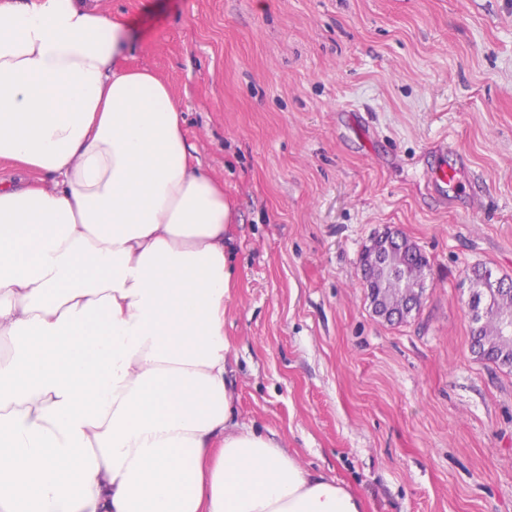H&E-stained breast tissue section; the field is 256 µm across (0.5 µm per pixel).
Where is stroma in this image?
Instances as JSON below:
<instances>
[{
  "label": "stroma",
  "instance_id": "stroma-1",
  "mask_svg": "<svg viewBox=\"0 0 512 512\" xmlns=\"http://www.w3.org/2000/svg\"><path fill=\"white\" fill-rule=\"evenodd\" d=\"M94 2L224 181L236 422L366 512H512V370L468 310L473 268L512 278V0ZM387 228L430 262L395 324L360 266Z\"/></svg>",
  "mask_w": 512,
  "mask_h": 512
}]
</instances>
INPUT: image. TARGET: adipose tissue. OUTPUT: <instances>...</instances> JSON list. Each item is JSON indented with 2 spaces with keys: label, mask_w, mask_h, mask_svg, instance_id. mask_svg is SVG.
<instances>
[{
  "label": "adipose tissue",
  "mask_w": 512,
  "mask_h": 512,
  "mask_svg": "<svg viewBox=\"0 0 512 512\" xmlns=\"http://www.w3.org/2000/svg\"><path fill=\"white\" fill-rule=\"evenodd\" d=\"M131 42L0 0V512H363L233 421L224 183Z\"/></svg>",
  "instance_id": "obj_1"
}]
</instances>
